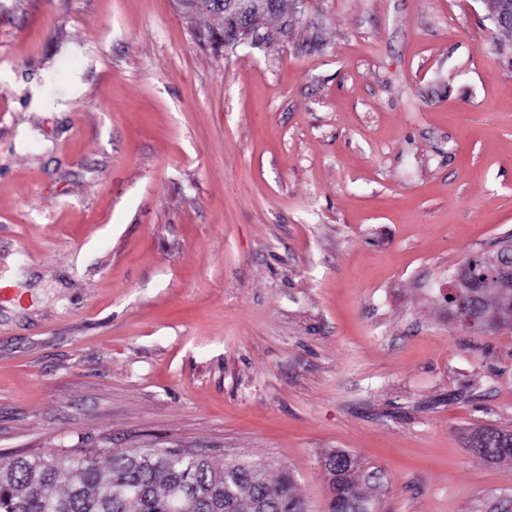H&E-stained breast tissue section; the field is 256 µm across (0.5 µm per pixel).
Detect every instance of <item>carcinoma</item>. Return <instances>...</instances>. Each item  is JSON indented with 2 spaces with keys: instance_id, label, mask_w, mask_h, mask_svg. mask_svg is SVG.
<instances>
[{
  "instance_id": "cac0c4a2",
  "label": "carcinoma",
  "mask_w": 512,
  "mask_h": 512,
  "mask_svg": "<svg viewBox=\"0 0 512 512\" xmlns=\"http://www.w3.org/2000/svg\"><path fill=\"white\" fill-rule=\"evenodd\" d=\"M210 13L224 17V34L247 27L244 15L224 11V0H210ZM481 305L495 327L512 324V302L490 281ZM478 454L512 460V438L486 430ZM331 498L327 512H374L363 489L357 461L346 451L326 456ZM0 512H308L295 491V479L282 474L270 485L263 467L241 462L213 466L201 454L177 448H73L38 456L0 458Z\"/></svg>"
}]
</instances>
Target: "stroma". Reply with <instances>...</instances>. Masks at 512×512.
<instances>
[{
  "label": "stroma",
  "instance_id": "obj_1",
  "mask_svg": "<svg viewBox=\"0 0 512 512\" xmlns=\"http://www.w3.org/2000/svg\"><path fill=\"white\" fill-rule=\"evenodd\" d=\"M0 0V456L330 450L377 512H512V329L448 275L512 232V36L483 0ZM36 80L46 104L29 106ZM461 288H470V283L459 278L448 288V309L455 311L458 319L456 323L464 327L484 326L485 318L482 309L476 305V297L463 291ZM486 436L482 447L475 448L478 454L488 460L505 461L512 460V443L509 434L496 430L485 429Z\"/></svg>",
  "mask_w": 512,
  "mask_h": 512
}]
</instances>
